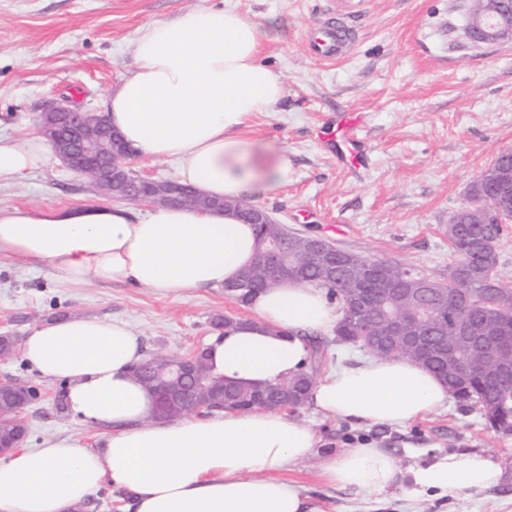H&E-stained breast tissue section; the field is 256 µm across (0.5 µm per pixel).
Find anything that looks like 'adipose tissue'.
I'll return each mask as SVG.
<instances>
[{"label": "adipose tissue", "instance_id": "1", "mask_svg": "<svg viewBox=\"0 0 512 512\" xmlns=\"http://www.w3.org/2000/svg\"><path fill=\"white\" fill-rule=\"evenodd\" d=\"M267 37L266 23L207 0L147 23L134 68L108 96L110 125L140 159L176 162L179 182L205 195L258 197L285 185L287 150L245 133L284 94L280 74L260 62ZM53 158L44 137L0 136V186ZM254 249L253 225L231 210L0 208V259L44 262L68 283H127L176 297L236 278ZM248 307L250 317L206 343L213 374L233 385L265 386L305 370V334L337 319L312 285L260 290ZM22 355L45 379L65 383V405L83 426L104 433L96 448L68 435L0 457V512H72L107 483L127 492L132 512H323L280 476L319 448L309 425L278 410L156 419L152 392L130 372L145 351L128 322L47 320L28 333ZM449 399L436 375L406 358L337 367L310 396L324 417L358 425H406ZM502 475L486 453L437 455L404 470L376 446L327 454L321 466L329 485L409 497H458Z\"/></svg>", "mask_w": 512, "mask_h": 512}]
</instances>
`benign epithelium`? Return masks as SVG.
I'll use <instances>...</instances> for the list:
<instances>
[{"label":"benign epithelium","instance_id":"benign-epithelium-1","mask_svg":"<svg viewBox=\"0 0 512 512\" xmlns=\"http://www.w3.org/2000/svg\"><path fill=\"white\" fill-rule=\"evenodd\" d=\"M464 35L476 45L512 42V0H494L491 7L481 6L473 0L468 6ZM38 130L49 141L58 161L65 168L89 177L95 190L103 196L148 206L180 207L197 199L208 209L222 210L225 207L224 200L204 197L197 192L188 193L173 180H155L137 173L134 170L136 155L101 114L84 111L67 102L49 100L38 115ZM511 178L512 164L501 165L494 172L484 170L476 182L480 193L473 211L474 223H480L489 209L503 212V207L507 206L505 188ZM241 216L254 224L273 223L269 212L258 205L245 207ZM342 254L341 249L320 236L311 239V261L334 266L342 259ZM257 262L273 280H286L289 273L296 271L288 265L283 247L275 240L263 242ZM401 291L403 282H395L377 305L361 308L365 312L362 335L372 338L375 335L373 323L381 321L385 325L384 337L396 339L404 349L411 348L420 339L422 330L428 327L422 321L420 311L413 314L420 324L411 328L406 317L397 316L392 310L396 301L393 294ZM199 353L197 349L178 358L160 355L149 358L156 372L151 388L158 395L161 411L183 406L192 414L201 415L214 410L211 402L219 399V393L209 381L197 376L196 357ZM37 396L38 392L23 381L0 378V456L18 447L20 430L26 428L22 414ZM258 405L287 411L288 393H263Z\"/></svg>","mask_w":512,"mask_h":512}]
</instances>
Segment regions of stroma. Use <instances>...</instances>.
I'll return each instance as SVG.
<instances>
[{
    "label": "stroma",
    "instance_id": "stroma-1",
    "mask_svg": "<svg viewBox=\"0 0 512 512\" xmlns=\"http://www.w3.org/2000/svg\"><path fill=\"white\" fill-rule=\"evenodd\" d=\"M201 0H0V136L37 134L46 101L65 99L102 113L108 92L134 66L132 43L145 24L174 18ZM253 19L271 20L261 61L282 77L284 96L254 117L250 133L283 147L292 164L287 184L262 198L290 231L317 234L337 246L393 259L422 274H447L449 217L495 156L512 149V43L472 45L464 36L468 0H215ZM347 20L352 50L322 61L308 50L327 17ZM363 117L358 147L336 136V115ZM88 179L59 161L0 188V207L100 205ZM245 304L223 289L165 297L148 288L63 282L45 263L0 260V335L24 341L42 321L59 317L127 321L146 353L176 356L205 344L221 317L247 318ZM29 383L39 399L24 414L25 447L84 428L64 407L62 383H51L22 355L0 361V377ZM327 450L373 442L401 467L439 453L485 452L503 468L501 483L463 499H410L401 491L368 495L320 477L321 453L281 476L324 512H512V435L486 425L457 399L402 426H357L306 406Z\"/></svg>",
    "mask_w": 512,
    "mask_h": 512
}]
</instances>
